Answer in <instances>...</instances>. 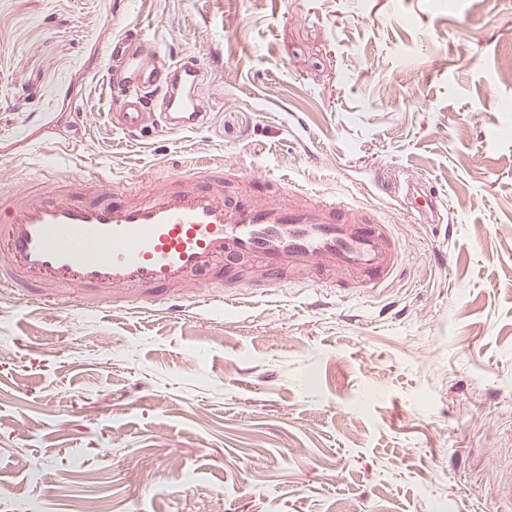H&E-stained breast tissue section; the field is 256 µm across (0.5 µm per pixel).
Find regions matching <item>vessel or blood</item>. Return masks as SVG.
<instances>
[{"label": "vessel or blood", "mask_w": 512, "mask_h": 512, "mask_svg": "<svg viewBox=\"0 0 512 512\" xmlns=\"http://www.w3.org/2000/svg\"><path fill=\"white\" fill-rule=\"evenodd\" d=\"M135 50L148 97L112 72V125L127 133L152 122L170 131L193 132L206 124L210 104L196 86L202 69L196 57L158 71L155 45L138 37L108 43L112 58ZM253 182L287 186L286 199L270 202L224 193V167L196 157L189 169L154 178L138 191L101 177L89 182L49 170L42 187L0 192V288H23L51 298L63 294L91 305L131 292L138 311L160 305L180 307L181 287L209 291L230 285L236 301L243 261L265 273V295L278 294L292 273L316 272L329 280L356 273L368 293L380 294L399 275L404 251L378 206L348 201L281 177L258 173ZM420 221H439L445 205L440 192L414 179L397 190Z\"/></svg>", "instance_id": "obj_1"}]
</instances>
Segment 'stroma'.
Returning a JSON list of instances; mask_svg holds the SVG:
<instances>
[{
    "mask_svg": "<svg viewBox=\"0 0 512 512\" xmlns=\"http://www.w3.org/2000/svg\"><path fill=\"white\" fill-rule=\"evenodd\" d=\"M204 62L208 123L112 126L107 44ZM512 0H0V184L203 154L389 217L404 271L179 313L0 291V512H512ZM271 111L263 117L261 108ZM397 195L402 197L406 205H412L411 212L424 224L440 220L445 202L439 191L427 189L415 179H407L397 189Z\"/></svg>",
    "mask_w": 512,
    "mask_h": 512,
    "instance_id": "obj_1",
    "label": "stroma"
}]
</instances>
